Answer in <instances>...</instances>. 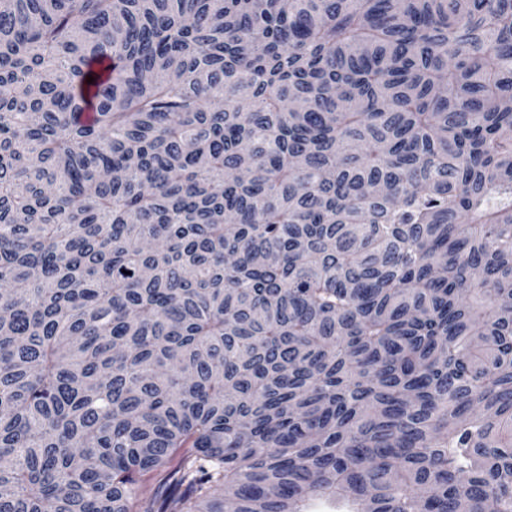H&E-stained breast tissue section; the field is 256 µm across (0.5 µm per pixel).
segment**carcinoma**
Instances as JSON below:
<instances>
[{
	"label": "carcinoma",
	"mask_w": 512,
	"mask_h": 512,
	"mask_svg": "<svg viewBox=\"0 0 512 512\" xmlns=\"http://www.w3.org/2000/svg\"><path fill=\"white\" fill-rule=\"evenodd\" d=\"M316 499L512 512V0H0V512Z\"/></svg>",
	"instance_id": "obj_1"
}]
</instances>
